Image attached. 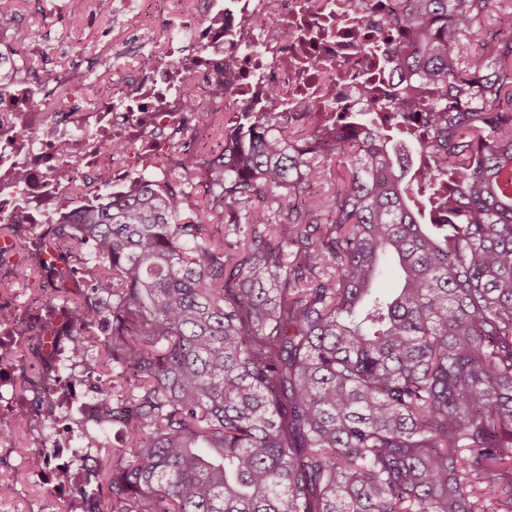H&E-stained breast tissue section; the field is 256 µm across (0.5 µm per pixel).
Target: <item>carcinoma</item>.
<instances>
[{
  "label": "carcinoma",
  "instance_id": "obj_1",
  "mask_svg": "<svg viewBox=\"0 0 512 512\" xmlns=\"http://www.w3.org/2000/svg\"><path fill=\"white\" fill-rule=\"evenodd\" d=\"M506 2L393 0L398 62L440 90L428 140L231 112L220 152L179 128L163 174L61 229L111 323L85 512H512V34L483 33ZM42 252L24 323L65 314L79 355L98 311Z\"/></svg>",
  "mask_w": 512,
  "mask_h": 512
}]
</instances>
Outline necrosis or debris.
<instances>
[{
  "label": "necrosis or debris",
  "instance_id": "4bbe7bcc",
  "mask_svg": "<svg viewBox=\"0 0 512 512\" xmlns=\"http://www.w3.org/2000/svg\"><path fill=\"white\" fill-rule=\"evenodd\" d=\"M391 0H191L179 40L148 69L118 76L107 96L57 74L25 73L0 86V223L13 227L14 249L0 252V281L14 278L22 258H34L56 224H70L102 190L118 191L139 172L170 131L210 111L208 75L220 73L239 112H332L391 119L394 109L415 112L432 88L407 81L397 52L410 42L392 19ZM194 81L195 96L184 87ZM132 134L137 153L112 142ZM17 310L0 298V433L28 419L26 446L40 461L29 468L44 500H63L66 471H88L103 453L94 437L98 402L73 393L85 371L66 316L41 330L18 333ZM50 365L58 386L42 388L44 409L32 408L20 387L28 376L15 355ZM71 422L78 453L65 458L49 430L55 415Z\"/></svg>",
  "mask_w": 512,
  "mask_h": 512
}]
</instances>
